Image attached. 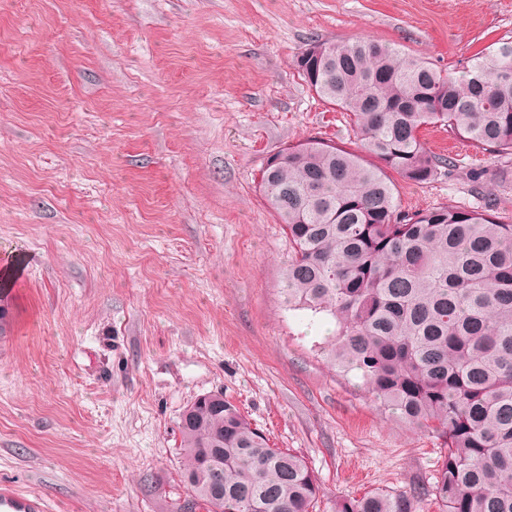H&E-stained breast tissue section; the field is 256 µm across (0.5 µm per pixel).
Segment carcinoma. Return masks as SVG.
I'll use <instances>...</instances> for the list:
<instances>
[{"label":"carcinoma","mask_w":512,"mask_h":512,"mask_svg":"<svg viewBox=\"0 0 512 512\" xmlns=\"http://www.w3.org/2000/svg\"><path fill=\"white\" fill-rule=\"evenodd\" d=\"M307 86L350 116L359 150L290 145L260 187L283 224L285 303L335 320L324 348L374 401L445 439L432 492L441 512H512V222L486 211H399L390 174L424 184L457 160L421 130L441 127L512 155V42L460 75L376 41L312 40ZM185 480L207 512H312L304 458L273 448L221 395L180 419ZM406 493L339 499L335 512H416Z\"/></svg>","instance_id":"cac0c4a2"}]
</instances>
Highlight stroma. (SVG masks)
Returning a JSON list of instances; mask_svg holds the SVG:
<instances>
[{"label": "stroma", "instance_id": "obj_1", "mask_svg": "<svg viewBox=\"0 0 512 512\" xmlns=\"http://www.w3.org/2000/svg\"><path fill=\"white\" fill-rule=\"evenodd\" d=\"M372 39L460 73L512 41V0H0V488L43 512H204L179 430L221 394L304 457L314 512L372 490L440 512L437 435L385 412L321 347L333 323L285 306L272 153L357 146L294 61ZM457 158L401 210L512 222V156L439 128Z\"/></svg>", "mask_w": 512, "mask_h": 512}]
</instances>
